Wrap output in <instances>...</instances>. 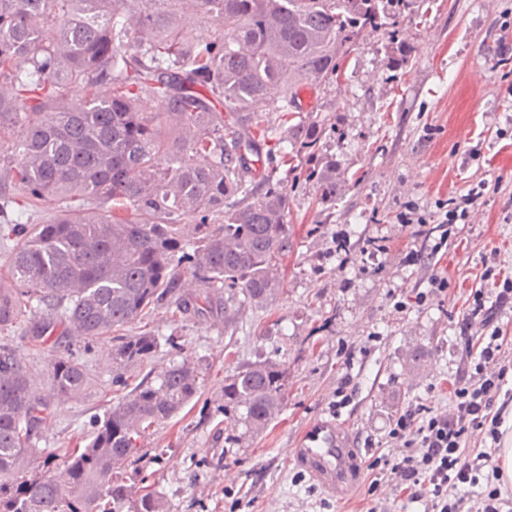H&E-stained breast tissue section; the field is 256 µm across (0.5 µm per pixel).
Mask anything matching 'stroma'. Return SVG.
I'll return each instance as SVG.
<instances>
[{"label": "stroma", "instance_id": "35a3bbf8", "mask_svg": "<svg viewBox=\"0 0 512 512\" xmlns=\"http://www.w3.org/2000/svg\"><path fill=\"white\" fill-rule=\"evenodd\" d=\"M398 30L405 66H395L379 30L356 41L339 79L301 92L307 110L336 119L321 158L335 164L341 189L322 207L315 181L289 183L294 248L281 262L276 300L241 308L229 325L164 307L144 320L162 344L142 373L157 377L185 359L202 369L194 400L125 465L134 481L165 493L169 512H364L374 500L383 512H423L379 470L364 469L352 496L338 501L290 463L296 436L317 415L338 413L369 462L391 449L396 415L415 405L447 409L464 338L482 333L463 328L462 317L470 292L486 285L485 259L496 255L512 277V0H409ZM481 181L489 187L467 222L444 223ZM407 212L415 223H399ZM436 277L448 280L438 295ZM25 330H0V343L17 345L48 387L49 360L67 346L32 352ZM75 353L90 383L54 404L39 447L84 446L94 420L126 392L113 380L111 336ZM259 358L284 365L288 392L268 426L249 433L225 420L224 379ZM346 378L351 402L337 410Z\"/></svg>", "mask_w": 512, "mask_h": 512}]
</instances>
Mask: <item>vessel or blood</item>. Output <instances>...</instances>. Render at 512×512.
Masks as SVG:
<instances>
[{"label":"vessel or blood","instance_id":"1","mask_svg":"<svg viewBox=\"0 0 512 512\" xmlns=\"http://www.w3.org/2000/svg\"><path fill=\"white\" fill-rule=\"evenodd\" d=\"M290 462L311 485L339 500L352 494L362 472V460L352 430L324 416L305 425Z\"/></svg>","mask_w":512,"mask_h":512}]
</instances>
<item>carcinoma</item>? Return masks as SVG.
Wrapping results in <instances>:
<instances>
[{
    "instance_id": "1",
    "label": "carcinoma",
    "mask_w": 512,
    "mask_h": 512,
    "mask_svg": "<svg viewBox=\"0 0 512 512\" xmlns=\"http://www.w3.org/2000/svg\"><path fill=\"white\" fill-rule=\"evenodd\" d=\"M405 0H0V223L16 242L0 287V326L32 311L35 349L53 337L88 343L112 335L121 380L160 346L126 327L161 306L180 313L264 307L280 292L279 264L293 249L288 190L277 169L319 183L336 200V165L317 150L336 125L304 115L301 92L340 76L358 38L395 32ZM210 24L187 38V20ZM109 94L98 95L100 86ZM280 88L275 118L254 111ZM52 209L45 224H16L10 192ZM197 221L196 240L182 218ZM190 277L195 296L180 294ZM59 398L88 384L78 357L56 355ZM199 368L177 362L148 376L97 422L83 449L37 447L51 414L10 343H0V512H167L156 487L128 483L125 462L152 427L200 390ZM288 373L265 359L224 380V415L247 431L281 410Z\"/></svg>"
}]
</instances>
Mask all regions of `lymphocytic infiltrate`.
Segmentation results:
<instances>
[{
	"instance_id": "lymphocytic-infiltrate-1",
	"label": "lymphocytic infiltrate",
	"mask_w": 512,
	"mask_h": 512,
	"mask_svg": "<svg viewBox=\"0 0 512 512\" xmlns=\"http://www.w3.org/2000/svg\"><path fill=\"white\" fill-rule=\"evenodd\" d=\"M512 298V280L504 279L495 297L475 290L469 299L464 324L481 323L488 328L480 344H466L444 411L418 406L399 414L392 421L389 435L397 454H385L381 463L394 474L407 503H420L424 512H503L507 499L500 487L499 469L483 473L493 445L499 444V420L491 407L503 389L511 367L502 358L504 338L493 329L494 311ZM482 433L492 442L480 450L477 461L465 463L466 442L473 433Z\"/></svg>"
}]
</instances>
